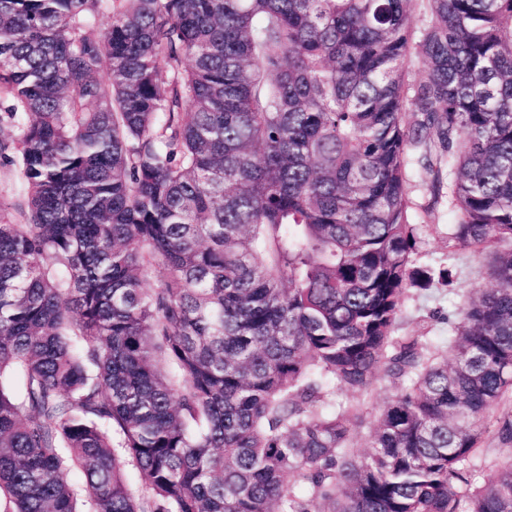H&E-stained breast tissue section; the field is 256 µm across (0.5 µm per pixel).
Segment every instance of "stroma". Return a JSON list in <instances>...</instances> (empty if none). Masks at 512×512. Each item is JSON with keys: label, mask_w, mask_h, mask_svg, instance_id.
<instances>
[{"label": "stroma", "mask_w": 512, "mask_h": 512, "mask_svg": "<svg viewBox=\"0 0 512 512\" xmlns=\"http://www.w3.org/2000/svg\"><path fill=\"white\" fill-rule=\"evenodd\" d=\"M409 195L410 215L417 227L416 263L431 267L452 265L456 284L451 291L444 288L424 293L408 291L396 333L400 336L422 334L436 343L448 338L451 319L455 318L471 293L478 288L490 287L491 281L486 274L488 257L468 250L450 251L448 201L443 198L439 202H432L431 194L416 168L411 171ZM393 392V385L384 377L378 378L365 391L337 392V402L355 406L359 413L353 431L354 447L366 446L379 408Z\"/></svg>", "instance_id": "stroma-1"}]
</instances>
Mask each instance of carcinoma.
<instances>
[{
	"instance_id": "obj_1",
	"label": "carcinoma",
	"mask_w": 512,
	"mask_h": 512,
	"mask_svg": "<svg viewBox=\"0 0 512 512\" xmlns=\"http://www.w3.org/2000/svg\"><path fill=\"white\" fill-rule=\"evenodd\" d=\"M413 2L0 0V512H512V412L470 469L512 392V0ZM413 161L448 246L508 244L449 357L394 335L453 285ZM379 371L357 452L334 396ZM20 188L17 167L0 159V219L1 214L5 219H15L16 213L12 204L19 199ZM512 410V394L511 398L505 399L504 402L496 409L490 411L487 418L484 420L483 434L481 437L480 448L481 452L478 454L474 463L476 465V472L474 473L473 482L475 485H480L490 479L496 468V464L500 461L502 452L495 435V418L502 411Z\"/></svg>"
}]
</instances>
